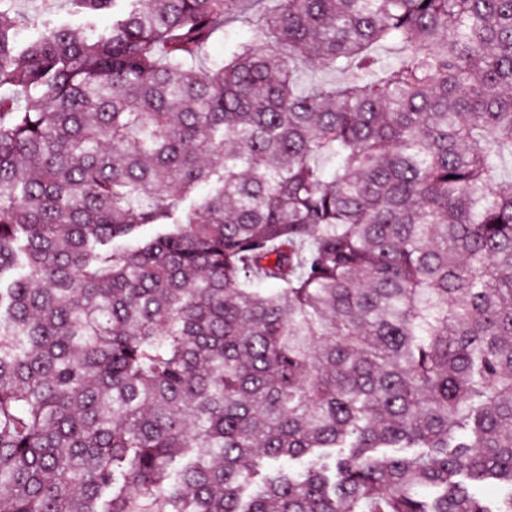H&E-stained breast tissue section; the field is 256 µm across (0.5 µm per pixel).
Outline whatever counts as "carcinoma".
I'll use <instances>...</instances> for the list:
<instances>
[{"label": "carcinoma", "instance_id": "cac0c4a2", "mask_svg": "<svg viewBox=\"0 0 512 512\" xmlns=\"http://www.w3.org/2000/svg\"><path fill=\"white\" fill-rule=\"evenodd\" d=\"M119 1L0 0V512H512V0ZM64 2V0H60L56 9H54L55 12L46 15L45 12L39 14L37 11L39 8V2L37 0H21L19 10L31 19V24L22 29L21 37L30 38L35 36L44 25L69 22L73 26H83L87 22V19L81 15L72 14L69 11V6Z\"/></svg>", "mask_w": 512, "mask_h": 512}]
</instances>
